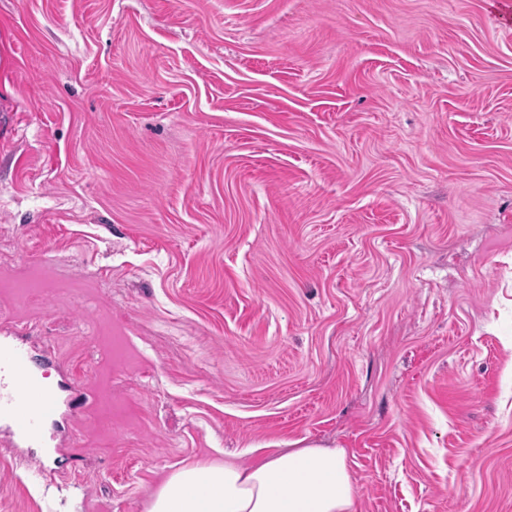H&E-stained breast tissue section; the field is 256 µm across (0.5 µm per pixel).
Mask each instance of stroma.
I'll list each match as a JSON object with an SVG mask.
<instances>
[{
	"mask_svg": "<svg viewBox=\"0 0 512 512\" xmlns=\"http://www.w3.org/2000/svg\"><path fill=\"white\" fill-rule=\"evenodd\" d=\"M0 336L84 393L0 512L258 448L512 512V26L489 0H0Z\"/></svg>",
	"mask_w": 512,
	"mask_h": 512,
	"instance_id": "35a3bbf8",
	"label": "stroma"
}]
</instances>
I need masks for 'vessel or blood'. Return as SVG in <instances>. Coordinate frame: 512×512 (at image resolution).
Returning a JSON list of instances; mask_svg holds the SVG:
<instances>
[{
    "instance_id": "1",
    "label": "vessel or blood",
    "mask_w": 512,
    "mask_h": 512,
    "mask_svg": "<svg viewBox=\"0 0 512 512\" xmlns=\"http://www.w3.org/2000/svg\"><path fill=\"white\" fill-rule=\"evenodd\" d=\"M59 410L58 385L33 363L24 344L0 337V430L19 445L50 447L46 425Z\"/></svg>"
}]
</instances>
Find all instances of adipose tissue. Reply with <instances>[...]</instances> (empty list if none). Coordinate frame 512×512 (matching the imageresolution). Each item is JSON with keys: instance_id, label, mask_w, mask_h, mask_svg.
I'll list each match as a JSON object with an SVG mask.
<instances>
[{"instance_id": "1", "label": "adipose tissue", "mask_w": 512, "mask_h": 512, "mask_svg": "<svg viewBox=\"0 0 512 512\" xmlns=\"http://www.w3.org/2000/svg\"><path fill=\"white\" fill-rule=\"evenodd\" d=\"M147 512H354L340 449L284 448L255 463H189L151 494Z\"/></svg>"}]
</instances>
